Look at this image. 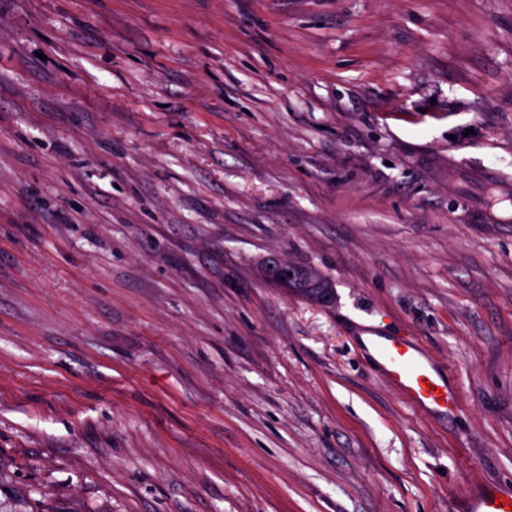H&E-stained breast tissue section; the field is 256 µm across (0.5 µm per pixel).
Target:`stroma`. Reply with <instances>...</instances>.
Wrapping results in <instances>:
<instances>
[{
    "label": "stroma",
    "instance_id": "1",
    "mask_svg": "<svg viewBox=\"0 0 512 512\" xmlns=\"http://www.w3.org/2000/svg\"><path fill=\"white\" fill-rule=\"evenodd\" d=\"M479 482L512 490V0H0V512H451ZM267 262L274 265L276 275L268 276L264 271L265 276L271 283L286 292L289 291L307 299L309 295H319L322 290L326 289L306 288V275L311 268L292 264L276 257L267 259ZM288 273H292V276H288ZM368 348L382 376L413 405L433 413L448 412L456 405L458 396L430 355L412 339L380 336L372 339ZM428 383L435 390L428 391Z\"/></svg>",
    "mask_w": 512,
    "mask_h": 512
}]
</instances>
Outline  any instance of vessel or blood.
Segmentation results:
<instances>
[{"mask_svg":"<svg viewBox=\"0 0 512 512\" xmlns=\"http://www.w3.org/2000/svg\"><path fill=\"white\" fill-rule=\"evenodd\" d=\"M368 348L382 376L413 405L443 413L456 405L451 391L430 355L416 342L403 337H377ZM512 492L494 484L474 486L462 499L460 512H507Z\"/></svg>","mask_w":512,"mask_h":512,"instance_id":"1","label":"vessel or blood"}]
</instances>
